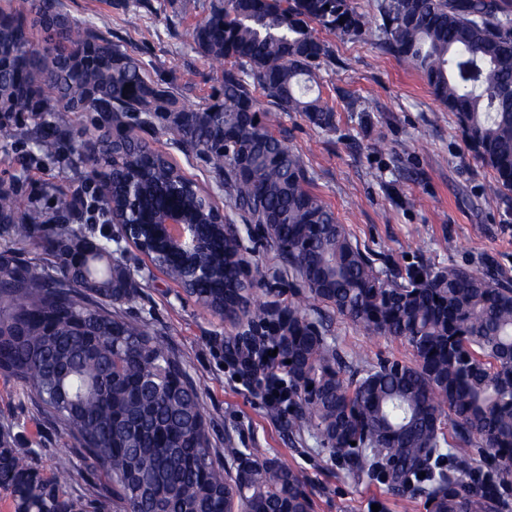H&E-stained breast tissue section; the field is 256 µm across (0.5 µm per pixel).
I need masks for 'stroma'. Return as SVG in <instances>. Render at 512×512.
<instances>
[{"label":"stroma","instance_id":"stroma-1","mask_svg":"<svg viewBox=\"0 0 512 512\" xmlns=\"http://www.w3.org/2000/svg\"><path fill=\"white\" fill-rule=\"evenodd\" d=\"M68 17L92 21L113 42L140 60L152 77L170 83L188 107L210 98L220 74L192 47L189 31L209 14L213 0H61ZM331 56L317 71L323 99L336 110L335 127L324 132L298 112L269 107L267 122L304 162L310 189L335 213L352 242L374 254L377 267L406 270L451 263L476 271L494 268L512 280V191L496 194L492 170L476 161L456 119L440 104L419 74L400 64L377 43L376 35L352 42L321 32ZM357 99L360 110L346 108ZM11 139H0V184L15 187L22 200L44 201L62 190L82 201L74 223L91 239L110 234L97 203L95 186L77 153L64 150L58 161L42 157L35 126L12 118ZM163 153L205 190L236 224L251 265L265 271L257 286L262 299L286 305L298 282L274 254L256 245L248 224L228 207L199 155L184 153L164 131L147 135ZM136 281L135 300L125 305L153 335L186 363L219 451L248 450L252 457L277 458L304 470L313 512H427L422 497H395L382 484L356 481L340 469L314 438L298 442L255 393L227 340L236 325L204 310L162 271H146L135 248L121 255ZM310 317L323 318L328 336L343 353L412 361L410 347L393 338H371L332 308L315 303ZM17 448L34 449V463L65 490L92 498L96 478L83 463L59 474L55 461L75 443L42 413L30 390L0 374V437Z\"/></svg>","mask_w":512,"mask_h":512}]
</instances>
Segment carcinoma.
<instances>
[{"instance_id":"carcinoma-1","label":"carcinoma","mask_w":512,"mask_h":512,"mask_svg":"<svg viewBox=\"0 0 512 512\" xmlns=\"http://www.w3.org/2000/svg\"><path fill=\"white\" fill-rule=\"evenodd\" d=\"M60 0L0 12V112L48 113L36 145L56 156L71 114L91 112L94 149L81 162L112 182L110 214L124 208L131 168L146 185L196 183L132 131L164 130L202 156L230 205L300 276L283 307L239 297L241 240L211 233L196 281L165 257L161 270L212 313L247 315L259 347L278 349L288 374V417L299 440L316 438L353 479L395 496L422 494L435 512L512 509V282L454 263L401 273L375 267L335 213L309 189L300 157L265 121L259 96L330 131L335 110L310 95L313 69L329 56L314 27L352 40L379 33L380 47L421 73L456 118L475 157L512 190V0H376V13L350 0H219L189 32L193 48L220 69L216 93L197 109L180 104L122 45L91 23L56 24ZM38 26L52 44L28 51ZM130 88H125V85ZM74 198L51 208L21 205L0 189L12 248L0 251V373L29 387L43 413L78 445L90 474L106 481L94 501L67 493L0 442V488L15 512H312L309 479L277 459L211 448L209 424L183 360L139 318L112 306L133 300L130 270L102 242L61 224ZM34 245L57 259L27 257ZM320 301L368 336L401 339L415 360L342 354L307 317Z\"/></svg>"}]
</instances>
